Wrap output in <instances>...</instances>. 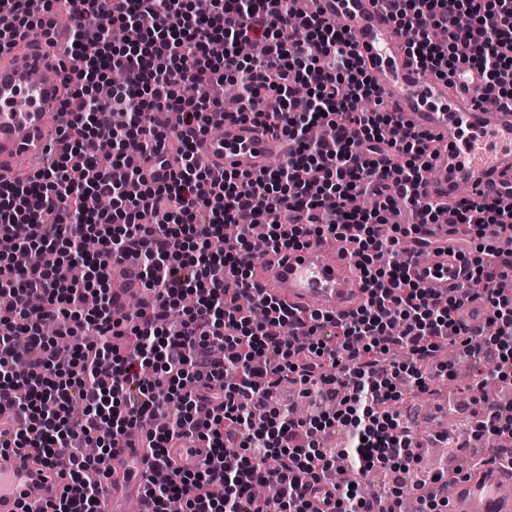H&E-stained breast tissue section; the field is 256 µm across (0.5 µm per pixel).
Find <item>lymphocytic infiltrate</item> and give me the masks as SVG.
<instances>
[{
  "mask_svg": "<svg viewBox=\"0 0 512 512\" xmlns=\"http://www.w3.org/2000/svg\"><path fill=\"white\" fill-rule=\"evenodd\" d=\"M10 20L0 46L50 36L58 8L73 21L66 55L72 92L68 153L27 179H0V436L39 458L68 457L62 472L73 493L48 512H98L110 474L86 456L92 442L112 455L135 427L146 430L153 471L144 481L143 512H312L304 479L331 480L336 512H371L351 487L348 470L381 473L392 483L382 512H398L404 472L423 445L395 410L400 385L424 391L426 365L448 371L441 349L455 347L477 379L493 373L512 382V293L497 287L512 271V249L488 247L471 270V288L445 296L413 277L406 242L431 245L440 211L457 229L512 241V208L467 198L447 207L420 201L426 169L419 160L434 138L392 128L389 108L358 64L346 30L282 0H5ZM406 35L413 62L441 78L466 59L473 75L512 105V0H382ZM468 15L467 29L456 27ZM135 26L138 40L117 46L112 29ZM259 45L240 57L239 43ZM125 80L112 85L113 71ZM235 97L220 96L225 82ZM308 96L294 93L296 86ZM365 100L369 109H355ZM261 123L288 142L281 163L256 174L212 176L201 142L225 115ZM330 129L314 142L311 127ZM108 138L113 159L87 154L89 140ZM179 167L162 182L133 168L112 181L122 145ZM406 156L381 164L383 146ZM110 200L87 213L88 195ZM373 207L353 206L356 196ZM411 210L400 235L379 233L396 204ZM238 247L218 250L227 225ZM267 229L266 248L302 249L333 237L349 243L367 300L349 317L300 314L251 281L249 235ZM50 252L55 263L17 268L19 248ZM82 262V281L60 265ZM132 264L147 301L115 316L108 287L112 267ZM402 349L405 359L389 361ZM294 383L316 401L315 416L298 418L280 404ZM476 425L459 440L472 451L488 435L512 439V415L480 398ZM347 428L350 445L322 438ZM207 452L187 470L172 468L169 448L192 442ZM275 483L277 496L252 489Z\"/></svg>",
  "mask_w": 512,
  "mask_h": 512,
  "instance_id": "1",
  "label": "lymphocytic infiltrate"
}]
</instances>
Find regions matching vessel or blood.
I'll return each instance as SVG.
<instances>
[{
  "mask_svg": "<svg viewBox=\"0 0 512 512\" xmlns=\"http://www.w3.org/2000/svg\"><path fill=\"white\" fill-rule=\"evenodd\" d=\"M324 17L342 19L352 42L399 126L438 136L428 158L437 180L421 184L420 193L442 202L468 189L474 201L512 203V106L486 96L478 78L449 84L419 69L379 0H314ZM55 49L47 43L18 41L0 53V178L13 180L21 161L45 153L62 156L67 141L61 130L63 77H51ZM224 133L208 137L202 152L224 172L256 174L268 168L286 142L264 126L225 118ZM253 283L301 311L342 316L365 299L363 283L350 253L320 244L270 253L254 259ZM421 284L440 291L469 287V271L447 251L414 264ZM110 496L100 512H112L113 498H140L149 462L144 436L132 431L113 453ZM62 483L54 468L34 461L22 450L0 447V512H42L57 501ZM306 496L315 512H334L336 491L320 482L308 484ZM449 512H512V459L496 456L459 475L449 497Z\"/></svg>",
  "mask_w": 512,
  "mask_h": 512,
  "instance_id": "obj_1",
  "label": "vessel or blood"
}]
</instances>
